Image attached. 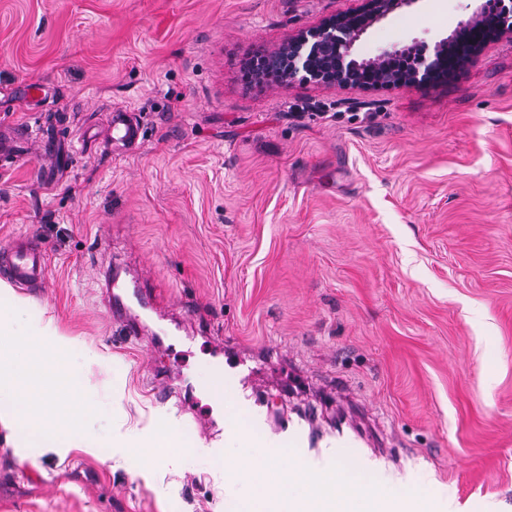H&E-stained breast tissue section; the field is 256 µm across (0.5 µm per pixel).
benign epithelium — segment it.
<instances>
[{"label": "benign epithelium", "instance_id": "obj_1", "mask_svg": "<svg viewBox=\"0 0 512 512\" xmlns=\"http://www.w3.org/2000/svg\"><path fill=\"white\" fill-rule=\"evenodd\" d=\"M414 2L372 0V11L364 18L355 15L330 18L317 29L303 31L276 50L263 54L259 78L274 72L279 82L286 85L301 79L349 88L366 87L373 80L379 84L414 86L435 81L451 64L452 49L447 37L437 41L431 50L412 44L385 50L369 60L355 55L356 42L369 28ZM392 57L407 60L408 69L391 73L387 62Z\"/></svg>", "mask_w": 512, "mask_h": 512}]
</instances>
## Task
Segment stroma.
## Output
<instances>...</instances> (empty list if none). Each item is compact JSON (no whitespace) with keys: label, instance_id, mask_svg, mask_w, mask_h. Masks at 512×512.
Segmentation results:
<instances>
[{"label":"stroma","instance_id":"stroma-1","mask_svg":"<svg viewBox=\"0 0 512 512\" xmlns=\"http://www.w3.org/2000/svg\"><path fill=\"white\" fill-rule=\"evenodd\" d=\"M370 0H0V133L42 125L79 147L110 112L132 148L52 167L39 139L0 168V252L46 250L20 322L52 320L97 405L98 448H42L0 425V512H225L231 417L214 367L273 415L317 407L353 472L401 479L442 512H512V34L448 79L341 89L250 86L246 60ZM480 0H414L355 45L369 59L466 27ZM46 84L37 105L15 88ZM148 288L129 335L106 270ZM174 394L159 404L154 374ZM174 417L164 453L121 448ZM189 445L191 454L176 448ZM112 132L129 145L138 144L140 127L135 117L127 112H114L111 116Z\"/></svg>","mask_w":512,"mask_h":512}]
</instances>
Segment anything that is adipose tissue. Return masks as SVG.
Wrapping results in <instances>:
<instances>
[{
  "instance_id": "1",
  "label": "adipose tissue",
  "mask_w": 512,
  "mask_h": 512,
  "mask_svg": "<svg viewBox=\"0 0 512 512\" xmlns=\"http://www.w3.org/2000/svg\"><path fill=\"white\" fill-rule=\"evenodd\" d=\"M21 342L28 355L17 360L13 342ZM71 342L52 321H39L15 329L0 309V423L32 425L43 444L60 447L94 412L92 400L81 391L82 380L69 361ZM286 462L277 492H269L272 460ZM252 492L239 496L230 512H383L380 487L355 476L345 466L324 460L288 458L287 449L249 461Z\"/></svg>"
}]
</instances>
